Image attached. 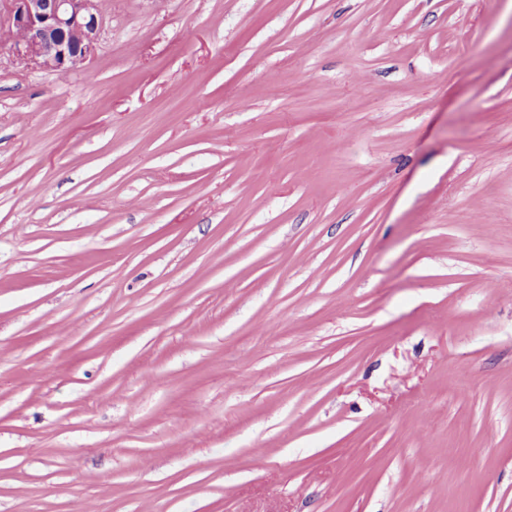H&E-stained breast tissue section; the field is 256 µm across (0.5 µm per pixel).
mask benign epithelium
<instances>
[{
  "mask_svg": "<svg viewBox=\"0 0 512 512\" xmlns=\"http://www.w3.org/2000/svg\"><path fill=\"white\" fill-rule=\"evenodd\" d=\"M0 11V45L17 59L60 74L75 70L94 53L102 0H6Z\"/></svg>",
  "mask_w": 512,
  "mask_h": 512,
  "instance_id": "1",
  "label": "benign epithelium"
}]
</instances>
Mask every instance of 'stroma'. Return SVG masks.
Masks as SVG:
<instances>
[{
    "label": "stroma",
    "instance_id": "obj_1",
    "mask_svg": "<svg viewBox=\"0 0 512 512\" xmlns=\"http://www.w3.org/2000/svg\"><path fill=\"white\" fill-rule=\"evenodd\" d=\"M0 512H512V0L0 49Z\"/></svg>",
    "mask_w": 512,
    "mask_h": 512
}]
</instances>
